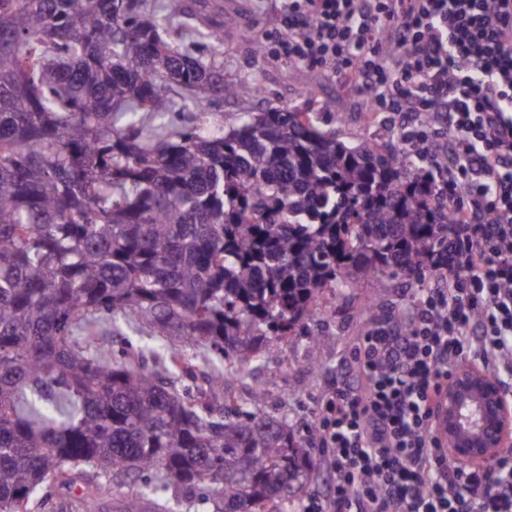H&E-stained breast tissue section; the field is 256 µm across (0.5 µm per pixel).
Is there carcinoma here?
Wrapping results in <instances>:
<instances>
[{
	"mask_svg": "<svg viewBox=\"0 0 512 512\" xmlns=\"http://www.w3.org/2000/svg\"><path fill=\"white\" fill-rule=\"evenodd\" d=\"M223 47L199 0H0V512L79 465L203 487L214 512H286L312 431L185 399L96 347L97 314L180 337L174 370L211 349L245 374L326 291L464 271V228L418 154L299 110L160 122L251 94L224 81ZM99 494L86 484L83 512Z\"/></svg>",
	"mask_w": 512,
	"mask_h": 512,
	"instance_id": "obj_1",
	"label": "carcinoma"
}]
</instances>
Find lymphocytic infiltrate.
Wrapping results in <instances>:
<instances>
[{
  "label": "lymphocytic infiltrate",
  "mask_w": 512,
  "mask_h": 512,
  "mask_svg": "<svg viewBox=\"0 0 512 512\" xmlns=\"http://www.w3.org/2000/svg\"><path fill=\"white\" fill-rule=\"evenodd\" d=\"M280 52L405 117L466 229L465 274L359 336L311 445L329 474L300 512H512V452L453 461L435 433L461 362L512 372V0H275Z\"/></svg>",
  "instance_id": "1"
}]
</instances>
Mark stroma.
I'll use <instances>...</instances> for the list:
<instances>
[{
    "instance_id": "stroma-1",
    "label": "stroma",
    "mask_w": 512,
    "mask_h": 512,
    "mask_svg": "<svg viewBox=\"0 0 512 512\" xmlns=\"http://www.w3.org/2000/svg\"><path fill=\"white\" fill-rule=\"evenodd\" d=\"M224 25V78L245 80L253 91L245 98H225L222 107L208 112H172L165 122L180 126L232 127L240 125L242 115L268 108L312 109L318 112L319 126L335 130L346 143L378 141L394 143L398 135L388 112L366 109L368 96L352 83L319 69H306L287 58L264 51V41H275L278 24L272 0H218ZM417 284L398 278L366 282L331 298L311 320L302 334L271 343L260 366L242 379L233 374L234 366L216 354L194 351L191 373L171 375L170 381L181 396L212 406L216 411L260 410L286 421L297 433H304L317 415L321 396L336 379L339 362L361 333L362 310L370 304L380 309L403 306L417 291ZM322 343H314V336ZM98 345L114 359L127 353L139 355L150 371L163 372L173 337L155 335L124 319H105ZM222 368L228 374L224 383L213 384L211 373ZM262 402H255V394ZM102 512H123L130 498H140L144 512H213L205 494L156 487L153 474H130L121 478L101 476ZM83 479L70 487L57 481L43 483L32 500L30 512H81L79 499Z\"/></svg>"
}]
</instances>
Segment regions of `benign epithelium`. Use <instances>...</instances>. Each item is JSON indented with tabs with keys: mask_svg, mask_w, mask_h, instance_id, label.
<instances>
[{
	"mask_svg": "<svg viewBox=\"0 0 512 512\" xmlns=\"http://www.w3.org/2000/svg\"><path fill=\"white\" fill-rule=\"evenodd\" d=\"M440 417L451 454L467 466L487 470L512 447V399L474 367L463 364L448 377Z\"/></svg>",
	"mask_w": 512,
	"mask_h": 512,
	"instance_id": "obj_1",
	"label": "benign epithelium"
}]
</instances>
